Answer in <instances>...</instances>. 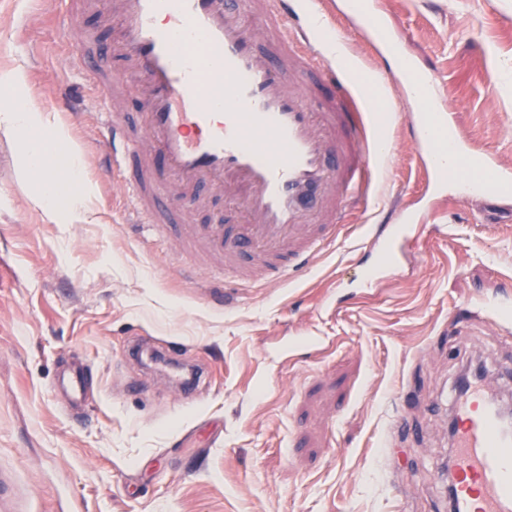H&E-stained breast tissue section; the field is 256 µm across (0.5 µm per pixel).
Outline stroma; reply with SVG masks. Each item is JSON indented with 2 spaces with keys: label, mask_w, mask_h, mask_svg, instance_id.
<instances>
[{
  "label": "stroma",
  "mask_w": 512,
  "mask_h": 512,
  "mask_svg": "<svg viewBox=\"0 0 512 512\" xmlns=\"http://www.w3.org/2000/svg\"><path fill=\"white\" fill-rule=\"evenodd\" d=\"M395 38L466 106L463 133L512 161V0H371ZM365 67L390 68L339 0H316ZM52 0H0V70L83 152L93 188L79 224L49 222L0 134V512H448V413L461 359L487 357L512 399V199L457 180L442 192L401 147L413 105L396 79L384 192L368 191L336 242L290 281L225 282L202 253L169 258L168 225L134 223L102 154L101 117L67 98L88 65L122 74L116 16L88 9L87 63ZM427 227L403 273L361 285L368 224L397 200ZM200 380L185 396L169 368ZM85 369L71 405L63 376Z\"/></svg>",
  "instance_id": "35a3bbf8"
}]
</instances>
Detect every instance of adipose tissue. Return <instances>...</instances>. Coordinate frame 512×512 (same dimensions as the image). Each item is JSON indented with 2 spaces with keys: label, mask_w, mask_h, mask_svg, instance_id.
I'll use <instances>...</instances> for the list:
<instances>
[{
  "label": "adipose tissue",
  "mask_w": 512,
  "mask_h": 512,
  "mask_svg": "<svg viewBox=\"0 0 512 512\" xmlns=\"http://www.w3.org/2000/svg\"><path fill=\"white\" fill-rule=\"evenodd\" d=\"M0 133L24 144L20 174L30 180L32 201L47 218L63 224L83 220L88 197L72 189L81 173L79 151L61 127L49 124L43 110L29 101L19 67L0 71Z\"/></svg>",
  "instance_id": "1"
}]
</instances>
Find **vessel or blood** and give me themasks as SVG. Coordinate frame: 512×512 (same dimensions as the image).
<instances>
[{
    "label": "vessel or blood",
    "instance_id": "obj_1",
    "mask_svg": "<svg viewBox=\"0 0 512 512\" xmlns=\"http://www.w3.org/2000/svg\"><path fill=\"white\" fill-rule=\"evenodd\" d=\"M374 42L392 38L365 0H353ZM86 0H66L63 34L71 47L88 39L80 27ZM122 24L120 50L135 64L147 103L143 125L129 124L112 101L119 77L97 74V96L113 169L139 223L173 224L183 248L223 255L225 271L247 260L283 282L291 268L314 258L338 237L346 209L364 196L372 177L387 172L380 145L393 115L358 109L347 69L320 46L308 16L292 0H112ZM167 25H158L159 16ZM413 99L423 107L408 140L434 178L451 170L483 196L512 187V167L449 139L450 107L433 103L435 74L420 75ZM223 99L227 120L211 108ZM207 185L241 209L237 224L190 226L165 202ZM414 214L368 233L378 257L371 281L403 266ZM489 386L467 385L456 399L449 474L453 512H512V434L503 433L489 405Z\"/></svg>",
    "mask_w": 512,
    "mask_h": 512
}]
</instances>
